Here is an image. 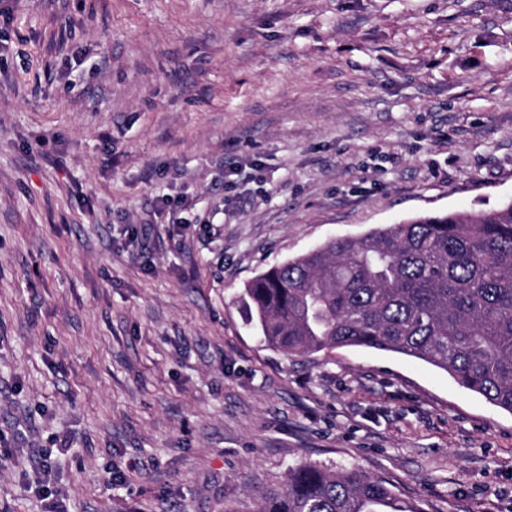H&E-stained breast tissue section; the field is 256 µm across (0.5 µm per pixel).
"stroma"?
<instances>
[{
  "label": "stroma",
  "instance_id": "stroma-1",
  "mask_svg": "<svg viewBox=\"0 0 512 512\" xmlns=\"http://www.w3.org/2000/svg\"><path fill=\"white\" fill-rule=\"evenodd\" d=\"M510 200L512 0H0V512H46V460L69 512H255L305 462L512 512V413L238 301Z\"/></svg>",
  "mask_w": 512,
  "mask_h": 512
}]
</instances>
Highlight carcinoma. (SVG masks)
Segmentation results:
<instances>
[{"label":"carcinoma","instance_id":"1","mask_svg":"<svg viewBox=\"0 0 512 512\" xmlns=\"http://www.w3.org/2000/svg\"><path fill=\"white\" fill-rule=\"evenodd\" d=\"M242 300L277 350L415 358L512 413V203L329 242L257 275ZM393 502L381 479L303 463L256 512H389Z\"/></svg>","mask_w":512,"mask_h":512}]
</instances>
